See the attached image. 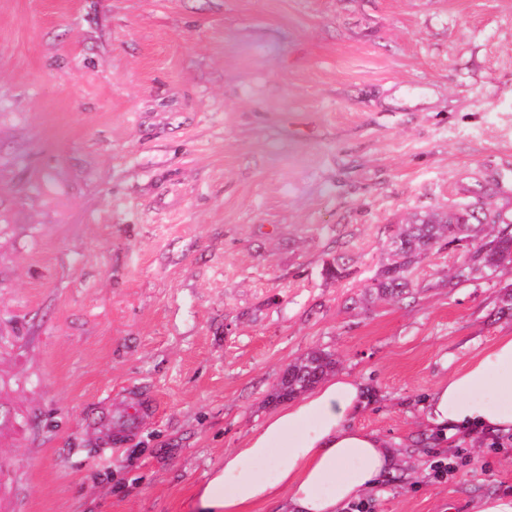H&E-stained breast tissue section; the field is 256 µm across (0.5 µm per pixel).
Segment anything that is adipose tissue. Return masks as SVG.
Instances as JSON below:
<instances>
[{
	"label": "adipose tissue",
	"mask_w": 512,
	"mask_h": 512,
	"mask_svg": "<svg viewBox=\"0 0 512 512\" xmlns=\"http://www.w3.org/2000/svg\"><path fill=\"white\" fill-rule=\"evenodd\" d=\"M365 404L362 383L346 374L288 404L245 447L225 450L194 512H341L399 462L381 436L354 426ZM423 417L443 438L460 428L512 434V333L438 382Z\"/></svg>",
	"instance_id": "obj_1"
}]
</instances>
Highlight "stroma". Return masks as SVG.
Listing matches in <instances>:
<instances>
[{"instance_id": "35a3bbf8", "label": "stroma", "mask_w": 512, "mask_h": 512, "mask_svg": "<svg viewBox=\"0 0 512 512\" xmlns=\"http://www.w3.org/2000/svg\"><path fill=\"white\" fill-rule=\"evenodd\" d=\"M485 193L512 213V0H0V512H187L316 349L400 454L367 512L511 495L512 435L420 406L512 332V268L364 290L395 224Z\"/></svg>"}]
</instances>
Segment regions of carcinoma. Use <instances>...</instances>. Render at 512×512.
I'll list each match as a JSON object with an SVG mask.
<instances>
[{"label": "carcinoma", "instance_id": "carcinoma-1", "mask_svg": "<svg viewBox=\"0 0 512 512\" xmlns=\"http://www.w3.org/2000/svg\"><path fill=\"white\" fill-rule=\"evenodd\" d=\"M472 242L464 248V263L448 276L455 288L475 276L491 278L512 265V214L480 197L446 213L414 214L388 236L390 262L371 277L364 288L377 299L402 294L411 282L408 275L438 246ZM336 366L334 354L324 350L307 353L282 373L271 398L299 395L321 381Z\"/></svg>", "mask_w": 512, "mask_h": 512}]
</instances>
